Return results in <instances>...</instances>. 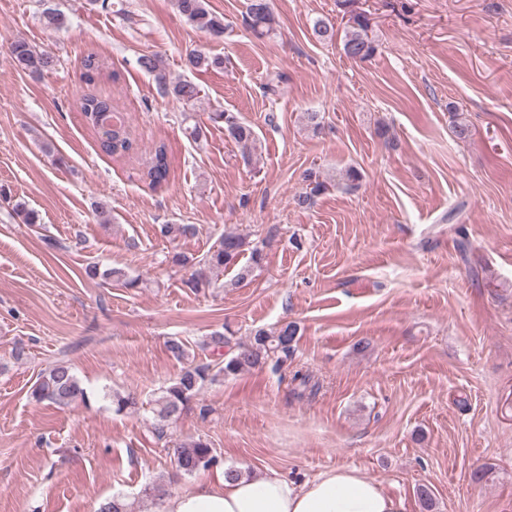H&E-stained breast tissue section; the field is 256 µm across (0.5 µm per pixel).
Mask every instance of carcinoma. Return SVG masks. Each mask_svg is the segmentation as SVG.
<instances>
[{
  "mask_svg": "<svg viewBox=\"0 0 512 512\" xmlns=\"http://www.w3.org/2000/svg\"><path fill=\"white\" fill-rule=\"evenodd\" d=\"M176 8L186 22L214 38L224 36V18L213 13L207 7L206 0H175ZM248 25L258 36H265L274 31L275 18L269 0H250L248 5ZM369 20L362 14L349 19L348 30L343 42L344 53L353 59L365 61L371 58L377 49L375 40L369 35ZM13 61L22 71L31 76H39L54 69L57 58L47 51H39L23 40H16L9 45ZM140 68L153 75L158 86L164 92L172 94L178 101L188 105L194 104L201 90L191 81L168 83L167 74L161 59L155 54H143L137 59ZM186 66L193 70L221 69L224 58L211 56L200 50H194L186 57ZM104 71V63L95 55L89 54L83 60V78L89 92L80 98V112L85 122L98 136L100 150L109 156H123L130 152L133 142L130 130L122 112L112 98L97 90V85ZM209 119L214 124L224 125V131L238 146L241 157L250 162L257 150V136L253 127L243 122L234 112L221 110L210 113ZM169 163L165 143L155 145L149 157L143 163L142 176L151 186H159L167 180ZM306 191L297 198V204L305 207L313 199L328 190V184L317 173L306 174ZM195 232L191 224H164L163 236L175 240ZM250 251L247 264L239 265L245 251ZM264 256L257 247H249L246 238L238 233H226L221 241L200 259L189 257L182 252L169 256L172 266L188 271L182 278V285L197 291L211 283V277L224 272V269L240 266L237 281H246L261 266ZM85 274L90 279L101 278L111 281L123 288L133 289L139 286L137 277H130L120 268L100 270L97 264L86 267ZM297 328L285 322L273 331L259 329L254 333L250 343L238 346L224 363L216 368L209 363H188L182 368L171 384L160 390L149 400L154 415V431L163 436L165 427L177 420L188 409L205 383H212L219 376L236 375L256 368L275 354H288L295 341ZM30 396L37 402L55 405H69L78 400L87 399L85 388L75 374L72 366L65 360H57L44 369L31 388ZM181 472L192 475L201 470H208L219 464L218 456L210 444L200 438L178 442L171 449Z\"/></svg>",
  "mask_w": 512,
  "mask_h": 512,
  "instance_id": "1",
  "label": "carcinoma"
}]
</instances>
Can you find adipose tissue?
<instances>
[{
	"mask_svg": "<svg viewBox=\"0 0 512 512\" xmlns=\"http://www.w3.org/2000/svg\"><path fill=\"white\" fill-rule=\"evenodd\" d=\"M164 512H406L403 498L356 470L336 467L296 482L268 469L260 476L212 478L171 498Z\"/></svg>",
	"mask_w": 512,
	"mask_h": 512,
	"instance_id": "ef3b65f1",
	"label": "adipose tissue"
}]
</instances>
